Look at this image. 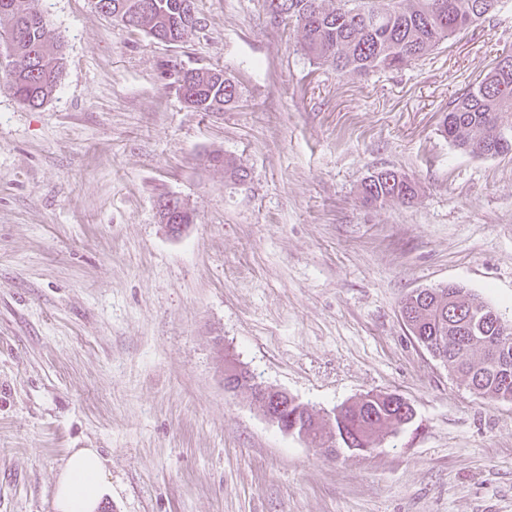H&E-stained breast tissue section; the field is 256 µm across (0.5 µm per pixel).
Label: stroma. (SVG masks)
I'll list each match as a JSON object with an SVG mask.
<instances>
[{"label": "stroma", "mask_w": 512, "mask_h": 512, "mask_svg": "<svg viewBox=\"0 0 512 512\" xmlns=\"http://www.w3.org/2000/svg\"><path fill=\"white\" fill-rule=\"evenodd\" d=\"M32 5L65 65L32 109L0 45V512H52L74 448L106 459L102 512H512V402L460 385L400 315L457 283L512 323V154L440 131L512 52V0L361 77L310 61L264 0H195L176 44L96 0ZM171 66L223 70L238 97L189 107ZM385 168L418 184L412 203H361ZM167 195L195 213L177 238ZM229 354L314 411L394 393L415 417L375 452L328 455L225 392Z\"/></svg>", "instance_id": "1"}]
</instances>
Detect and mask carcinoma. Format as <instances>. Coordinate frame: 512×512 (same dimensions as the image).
<instances>
[{
	"label": "carcinoma",
	"instance_id": "1",
	"mask_svg": "<svg viewBox=\"0 0 512 512\" xmlns=\"http://www.w3.org/2000/svg\"><path fill=\"white\" fill-rule=\"evenodd\" d=\"M279 20L302 29L309 59L349 75L390 71L418 60L477 20L499 10L502 0H267ZM99 9L148 35L188 40L194 0H97ZM0 38L14 58L10 87L20 103L39 108L56 93L64 69L63 44L31 0H0ZM221 69L194 70L176 84L189 106L222 112L238 95ZM443 133L462 153L512 152V63L494 66L445 114ZM417 184L395 169H382L361 184L367 206L410 203ZM404 324L411 335L457 379L492 400L512 402V328L481 296L459 284L425 288L408 298ZM342 406L332 426L338 448L374 443L382 431L408 424L411 410L391 394H366Z\"/></svg>",
	"mask_w": 512,
	"mask_h": 512
}]
</instances>
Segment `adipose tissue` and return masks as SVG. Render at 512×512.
Here are the masks:
<instances>
[{
	"label": "adipose tissue",
	"mask_w": 512,
	"mask_h": 512,
	"mask_svg": "<svg viewBox=\"0 0 512 512\" xmlns=\"http://www.w3.org/2000/svg\"><path fill=\"white\" fill-rule=\"evenodd\" d=\"M112 496V482L99 449H73L54 488L55 512H100Z\"/></svg>",
	"instance_id": "1"
}]
</instances>
